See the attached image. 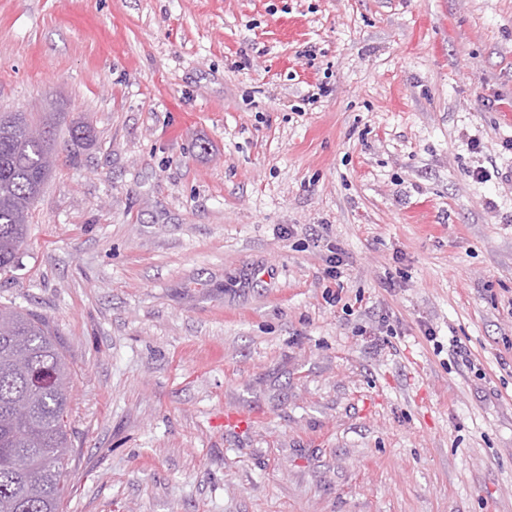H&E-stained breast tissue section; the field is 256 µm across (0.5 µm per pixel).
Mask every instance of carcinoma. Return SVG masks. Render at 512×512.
<instances>
[{"mask_svg":"<svg viewBox=\"0 0 512 512\" xmlns=\"http://www.w3.org/2000/svg\"><path fill=\"white\" fill-rule=\"evenodd\" d=\"M49 139L25 112L0 113V274L18 262L49 174ZM0 330V512H59L71 448L70 370L42 319L5 312Z\"/></svg>","mask_w":512,"mask_h":512,"instance_id":"cac0c4a2","label":"carcinoma"}]
</instances>
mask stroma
I'll return each mask as SVG.
<instances>
[{
  "instance_id": "stroma-1",
  "label": "stroma",
  "mask_w": 512,
  "mask_h": 512,
  "mask_svg": "<svg viewBox=\"0 0 512 512\" xmlns=\"http://www.w3.org/2000/svg\"><path fill=\"white\" fill-rule=\"evenodd\" d=\"M17 111L61 512H512V0H0Z\"/></svg>"
}]
</instances>
